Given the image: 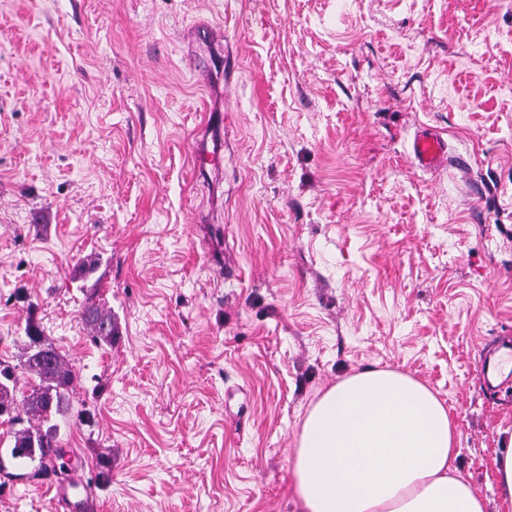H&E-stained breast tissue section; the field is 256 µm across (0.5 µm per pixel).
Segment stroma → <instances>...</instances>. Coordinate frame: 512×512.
Masks as SVG:
<instances>
[{
	"label": "stroma",
	"mask_w": 512,
	"mask_h": 512,
	"mask_svg": "<svg viewBox=\"0 0 512 512\" xmlns=\"http://www.w3.org/2000/svg\"><path fill=\"white\" fill-rule=\"evenodd\" d=\"M423 127L448 169L411 164ZM32 329L76 373L63 456L17 466L0 416V512H71L55 489L77 475L96 512H296L309 406L369 367L444 402L460 477L512 512V379L481 372L512 339V0H0V363L21 396ZM82 317L90 327L93 337L97 341L111 343L117 334V327L112 321V313L93 298H89L82 309ZM499 491L504 499L512 501V448H505L496 460Z\"/></svg>",
	"instance_id": "35a3bbf8"
}]
</instances>
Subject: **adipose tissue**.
Listing matches in <instances>:
<instances>
[{
  "instance_id": "adipose-tissue-1",
  "label": "adipose tissue",
  "mask_w": 512,
  "mask_h": 512,
  "mask_svg": "<svg viewBox=\"0 0 512 512\" xmlns=\"http://www.w3.org/2000/svg\"><path fill=\"white\" fill-rule=\"evenodd\" d=\"M447 407L390 369L336 381L308 411L292 457L297 512H487L457 470Z\"/></svg>"
}]
</instances>
